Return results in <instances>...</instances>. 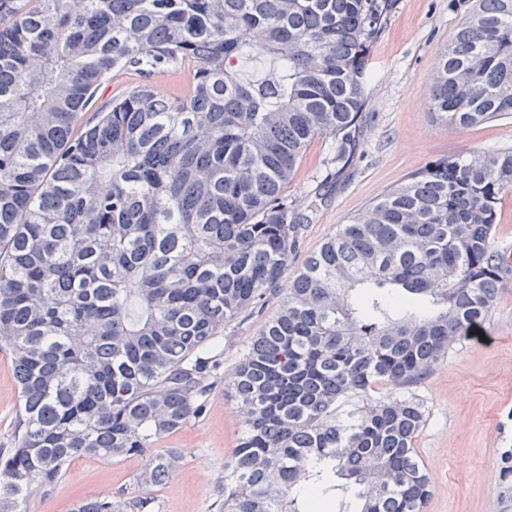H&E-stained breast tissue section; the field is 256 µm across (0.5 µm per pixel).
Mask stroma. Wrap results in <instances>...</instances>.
I'll use <instances>...</instances> for the list:
<instances>
[{
	"label": "stroma",
	"mask_w": 512,
	"mask_h": 512,
	"mask_svg": "<svg viewBox=\"0 0 512 512\" xmlns=\"http://www.w3.org/2000/svg\"><path fill=\"white\" fill-rule=\"evenodd\" d=\"M473 0H394L366 60L368 102L352 164L327 178L330 140L307 147L287 185L308 221L303 243L284 274L292 280L310 253L338 225L428 161L471 152L512 149V117L453 130L429 109L433 61L454 36ZM281 294L262 311L246 312L224 331V370L232 372L247 343L276 313ZM426 409L415 448L431 479L425 512H503L499 448L512 442V274L479 329L448 348L444 359L411 388ZM19 387L10 354L0 349V446L16 430ZM243 422L225 377L215 379L201 414L157 450L177 448L181 462L154 487L155 512H222L224 464L242 435ZM140 457L71 460L50 490L33 488L30 512H69L83 498L138 496Z\"/></svg>",
	"instance_id": "35a3bbf8"
}]
</instances>
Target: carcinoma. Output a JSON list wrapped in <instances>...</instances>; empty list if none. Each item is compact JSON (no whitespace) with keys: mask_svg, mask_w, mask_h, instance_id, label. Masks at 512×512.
I'll list each match as a JSON object with an SVG mask.
<instances>
[{"mask_svg":"<svg viewBox=\"0 0 512 512\" xmlns=\"http://www.w3.org/2000/svg\"><path fill=\"white\" fill-rule=\"evenodd\" d=\"M393 0H0V343L20 388L0 512L72 459L142 456L148 512L205 407L224 328L281 291L307 215L285 189L307 146L350 165L364 60ZM259 59L265 71L244 68ZM182 69L177 94L154 77ZM116 70L143 81L98 103ZM429 107L452 128L512 115V0H475ZM512 150L429 162L339 225L229 378L244 432L224 512H424L409 388L493 311ZM389 386L380 392L378 387ZM500 482L512 492V448ZM500 221L496 225L494 244L512 240V191L503 193L499 204Z\"/></svg>","mask_w":512,"mask_h":512,"instance_id":"cac0c4a2","label":"carcinoma"}]
</instances>
